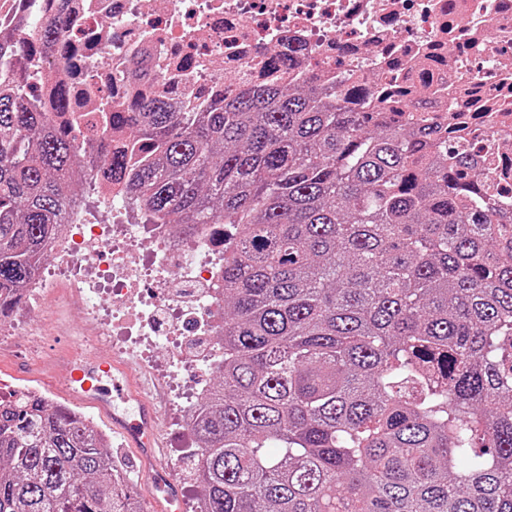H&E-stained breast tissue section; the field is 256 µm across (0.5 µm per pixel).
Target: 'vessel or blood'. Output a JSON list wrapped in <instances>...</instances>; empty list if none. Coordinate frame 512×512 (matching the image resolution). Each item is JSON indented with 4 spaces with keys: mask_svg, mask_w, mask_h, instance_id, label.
<instances>
[{
    "mask_svg": "<svg viewBox=\"0 0 512 512\" xmlns=\"http://www.w3.org/2000/svg\"><path fill=\"white\" fill-rule=\"evenodd\" d=\"M60 360L66 372L56 381L58 390L67 400L96 409L124 447L135 450L148 473L151 512H179L181 488L159 455L161 409L156 400L134 387L124 364L86 352L81 342L63 345Z\"/></svg>",
    "mask_w": 512,
    "mask_h": 512,
    "instance_id": "vessel-or-blood-1",
    "label": "vessel or blood"
}]
</instances>
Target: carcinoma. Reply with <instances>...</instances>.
Instances as JSON below:
<instances>
[{
    "instance_id": "cac0c4a2",
    "label": "carcinoma",
    "mask_w": 512,
    "mask_h": 512,
    "mask_svg": "<svg viewBox=\"0 0 512 512\" xmlns=\"http://www.w3.org/2000/svg\"><path fill=\"white\" fill-rule=\"evenodd\" d=\"M241 82L202 112L114 113L89 175L149 218L224 226L217 383L184 471L200 512H512V212L465 155L348 90ZM84 148L0 93V322L67 223ZM0 512H141L104 434L0 398Z\"/></svg>"
}]
</instances>
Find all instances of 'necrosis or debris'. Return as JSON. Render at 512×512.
Segmentation results:
<instances>
[{
  "mask_svg": "<svg viewBox=\"0 0 512 512\" xmlns=\"http://www.w3.org/2000/svg\"><path fill=\"white\" fill-rule=\"evenodd\" d=\"M64 18L49 48L30 41L28 80L18 95L41 102L63 83L81 117L71 132L85 147L120 149L129 127L103 129L107 112H133L157 94L177 112L223 98L246 80L264 82L274 58L294 78L359 89L352 107L385 95L388 117L429 122L449 150L466 151L484 190L512 211V0H0V74L16 49L18 23ZM108 219L89 218L82 195L50 251L87 327L107 335L99 311L112 299L132 332L162 350L176 378L195 341L210 369L220 336L224 229L192 236L147 224L120 184L96 174Z\"/></svg>",
  "mask_w": 512,
  "mask_h": 512,
  "instance_id": "1",
  "label": "necrosis or debris"
}]
</instances>
